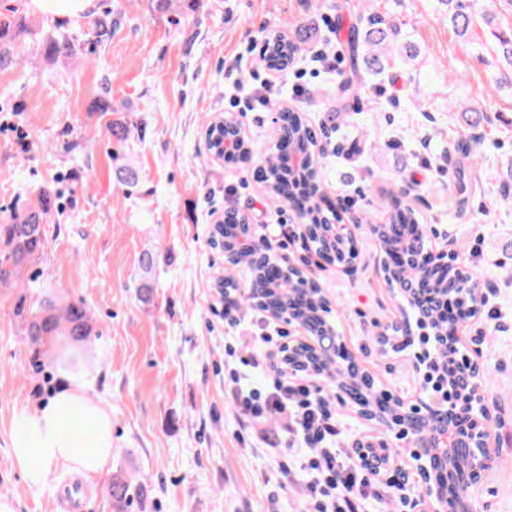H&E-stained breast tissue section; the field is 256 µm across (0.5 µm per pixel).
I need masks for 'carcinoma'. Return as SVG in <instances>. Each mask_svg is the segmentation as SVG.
<instances>
[{"label": "carcinoma", "mask_w": 512, "mask_h": 512, "mask_svg": "<svg viewBox=\"0 0 512 512\" xmlns=\"http://www.w3.org/2000/svg\"><path fill=\"white\" fill-rule=\"evenodd\" d=\"M455 4L450 21L456 31L466 35L475 18V11L461 3V0H448ZM106 16L93 21V39L91 49L95 50L109 41L113 21ZM396 31L381 19H374L361 29L350 23L347 26L346 40L353 49L359 45L366 47L363 56L365 68L373 74L383 75L389 68L392 55L385 52L386 47L395 39ZM302 50V45L292 39L278 37L268 44L263 55L265 65L273 70H283L292 63L295 55ZM49 52L65 57L76 54L75 44L62 36L49 46ZM339 95L344 99L359 96V65L356 58H351L349 70L338 84ZM282 137L288 140V153L269 150L259 157L258 181L263 188L296 207L300 218L316 225L312 242L315 248L324 253L336 252V243L328 235L330 225L339 217L323 206L325 185L322 179V159L325 150L319 134L311 128L298 110H290L280 117ZM208 149L226 161H251L255 152L247 139L241 137L240 124L231 112L210 118L207 123ZM50 190L44 187L38 192L37 204L28 208L21 216L14 218L11 224H0V285H22L29 287V280L35 274L29 273L33 264L43 254L46 245V224L52 218ZM400 191L392 189L381 193L371 201L374 209L382 208L390 212L388 222L378 225L386 230L384 242L388 245L401 242L404 230L409 224L416 223L410 209L399 200ZM227 219L213 225L210 233V245L220 251H229L230 263L248 269L254 280V286L241 284L232 277H224L214 282L225 297H232L237 307L267 312L286 313L288 309L298 310L297 317L316 325L322 336L332 332L324 328L322 317L329 313V308L320 297L314 282L306 275L280 264H261L254 254L257 248L250 247L248 230L240 222L238 210H224ZM467 272L453 262L448 263V270L436 274L431 283L430 292L448 297L464 308L469 303L465 289ZM65 326L69 334L84 338L89 335V316L85 307L70 304L60 310L53 307L41 313H34L26 323V336L33 344L42 343L49 336L59 335L60 326ZM291 361L304 363L314 371L331 367L332 360L325 356L311 358L304 350H292ZM140 493V487L116 478L112 481V500L125 503Z\"/></svg>", "instance_id": "carcinoma-1"}]
</instances>
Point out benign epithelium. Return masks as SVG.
I'll return each instance as SVG.
<instances>
[{"instance_id":"1","label":"benign epithelium","mask_w":512,"mask_h":512,"mask_svg":"<svg viewBox=\"0 0 512 512\" xmlns=\"http://www.w3.org/2000/svg\"><path fill=\"white\" fill-rule=\"evenodd\" d=\"M336 237L342 240L351 257L336 263V269L351 275L356 271L357 224H336ZM458 257L453 243L448 241L436 247L417 242L409 251L385 249L380 263V271L392 292L399 296L411 310V314L394 323L378 336L383 349L392 343L414 346V330H423L432 317L426 306L421 304L419 289L405 276L394 281L390 273L396 270L395 261H404L403 268H416L425 275L438 266H446ZM298 335L292 338L289 347H304L315 355L324 348L336 347V361L341 368L357 369L359 364L354 356L337 340L324 343L299 320L288 319ZM438 352H432L421 345L411 353V362L418 375L422 389L426 392L441 391L440 403L434 407L424 401L409 404L404 399H395L399 416L405 426L400 435L406 439L405 455L394 460L384 452L388 447L382 435L355 439L351 447L361 449L365 462L375 469H398L400 465L414 471L421 480L429 503V512H475L482 479L493 471L498 458V449L492 439L490 406L481 391L482 367L470 357H465L459 365L456 378L443 377L441 354L461 349L462 336L459 333L458 318L448 316L441 329L434 333ZM358 415L374 421L382 429L391 428L396 421L384 412L360 407ZM464 457V464L454 470L448 467V454Z\"/></svg>"}]
</instances>
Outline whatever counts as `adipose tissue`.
<instances>
[{"label":"adipose tissue","mask_w":512,"mask_h":512,"mask_svg":"<svg viewBox=\"0 0 512 512\" xmlns=\"http://www.w3.org/2000/svg\"><path fill=\"white\" fill-rule=\"evenodd\" d=\"M47 352L60 378L57 392L13 418L12 463L31 487L59 468L94 479L112 464V409L94 392L81 346L51 336Z\"/></svg>","instance_id":"ef3b65f1"}]
</instances>
